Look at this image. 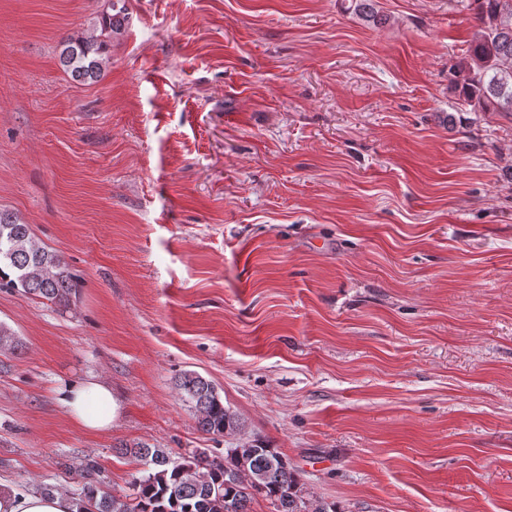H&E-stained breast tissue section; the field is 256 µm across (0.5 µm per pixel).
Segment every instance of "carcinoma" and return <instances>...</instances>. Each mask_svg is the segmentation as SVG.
I'll return each mask as SVG.
<instances>
[{"mask_svg": "<svg viewBox=\"0 0 512 512\" xmlns=\"http://www.w3.org/2000/svg\"><path fill=\"white\" fill-rule=\"evenodd\" d=\"M377 0H343L344 9L365 24L386 23ZM478 22L467 56L453 71L450 90L460 112H512V0H471ZM128 12L125 0H110L89 33L62 41L60 61L76 81H95L110 58L112 42L122 35ZM25 293L66 307L78 284L61 257L39 246L30 227L0 211V288ZM178 388L197 416L198 428L214 438L240 428L224 407L215 386L194 372L180 376ZM147 466L135 483L132 502L85 493L83 512H250L254 496L274 500L278 512H336L304 491L301 473L275 448L242 444L218 456L208 448L174 454L147 444L131 447Z\"/></svg>", "mask_w": 512, "mask_h": 512, "instance_id": "obj_1", "label": "carcinoma"}]
</instances>
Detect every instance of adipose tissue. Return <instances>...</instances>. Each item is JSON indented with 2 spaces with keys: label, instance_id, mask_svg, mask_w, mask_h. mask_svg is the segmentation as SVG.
I'll use <instances>...</instances> for the list:
<instances>
[{
  "label": "adipose tissue",
  "instance_id": "obj_1",
  "mask_svg": "<svg viewBox=\"0 0 512 512\" xmlns=\"http://www.w3.org/2000/svg\"><path fill=\"white\" fill-rule=\"evenodd\" d=\"M59 400L71 418L84 430L111 429L115 402L111 387L101 380L62 385ZM78 502L69 495L54 492L21 491L0 493V512H78Z\"/></svg>",
  "mask_w": 512,
  "mask_h": 512
}]
</instances>
